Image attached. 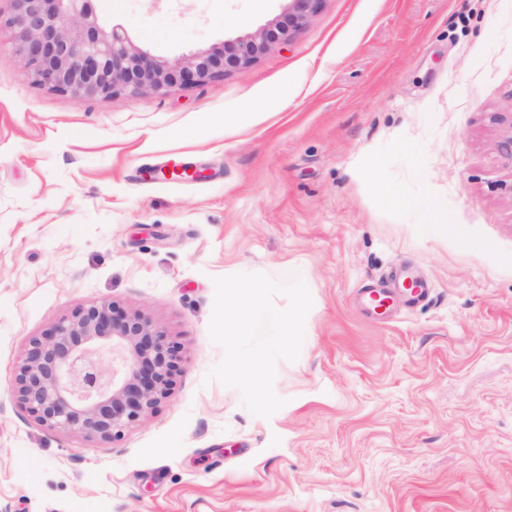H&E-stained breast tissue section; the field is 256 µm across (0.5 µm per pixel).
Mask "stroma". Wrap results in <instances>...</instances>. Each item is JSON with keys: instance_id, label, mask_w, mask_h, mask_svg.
Returning <instances> with one entry per match:
<instances>
[{"instance_id": "35a3bbf8", "label": "stroma", "mask_w": 512, "mask_h": 512, "mask_svg": "<svg viewBox=\"0 0 512 512\" xmlns=\"http://www.w3.org/2000/svg\"><path fill=\"white\" fill-rule=\"evenodd\" d=\"M94 6L174 60L288 0ZM11 39L0 512H512V0H319L244 68L114 99L35 85ZM394 271L430 293L382 317L363 291ZM236 273L300 277L313 300L268 418L206 378L213 280ZM105 301L182 357L113 443L39 424L13 382L32 337Z\"/></svg>"}]
</instances>
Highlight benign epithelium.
Returning <instances> with one entry per match:
<instances>
[{
    "label": "benign epithelium",
    "instance_id": "1",
    "mask_svg": "<svg viewBox=\"0 0 512 512\" xmlns=\"http://www.w3.org/2000/svg\"><path fill=\"white\" fill-rule=\"evenodd\" d=\"M9 2L11 49L34 84L78 99H113L245 67L304 22L319 0H290L288 12L257 34L172 63L154 59L116 29L104 30L95 0ZM180 363L179 347L147 317L101 303L32 338L14 384L39 423L113 442L168 396Z\"/></svg>",
    "mask_w": 512,
    "mask_h": 512
}]
</instances>
